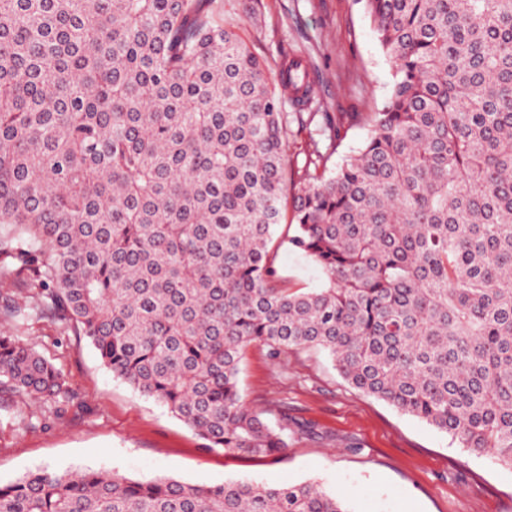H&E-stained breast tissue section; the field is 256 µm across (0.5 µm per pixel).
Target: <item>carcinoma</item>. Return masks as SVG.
I'll return each mask as SVG.
<instances>
[{
  "label": "carcinoma",
  "mask_w": 512,
  "mask_h": 512,
  "mask_svg": "<svg viewBox=\"0 0 512 512\" xmlns=\"http://www.w3.org/2000/svg\"><path fill=\"white\" fill-rule=\"evenodd\" d=\"M394 65L335 170L224 0H0V283L84 336L206 446L292 438L244 400L246 350L317 348L353 388L512 468V0H359ZM325 288L277 281L276 227ZM0 393L60 413L65 375L0 327ZM315 483L200 486L104 470L0 482V512H352Z\"/></svg>",
  "instance_id": "cac0c4a2"
}]
</instances>
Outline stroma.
Listing matches in <instances>:
<instances>
[{
  "label": "stroma",
  "instance_id": "stroma-1",
  "mask_svg": "<svg viewBox=\"0 0 512 512\" xmlns=\"http://www.w3.org/2000/svg\"><path fill=\"white\" fill-rule=\"evenodd\" d=\"M224 5L270 72L286 57L305 61L320 111L345 116L331 164L354 154L370 133L359 115L383 107L394 74L360 4L261 0L255 14L243 13L241 0ZM272 248L281 285L304 291L326 285L323 272L289 244L286 227H278ZM18 330L63 371L77 397L57 416L22 399L0 408L2 482L45 468L198 485L314 481L329 492H350L353 512H512L511 467L352 388L325 352L274 359L262 346L248 348L240 373L245 401L269 423L286 414L307 431L278 456H229L205 448L166 406L113 376L86 338L61 334L36 315Z\"/></svg>",
  "mask_w": 512,
  "mask_h": 512
}]
</instances>
